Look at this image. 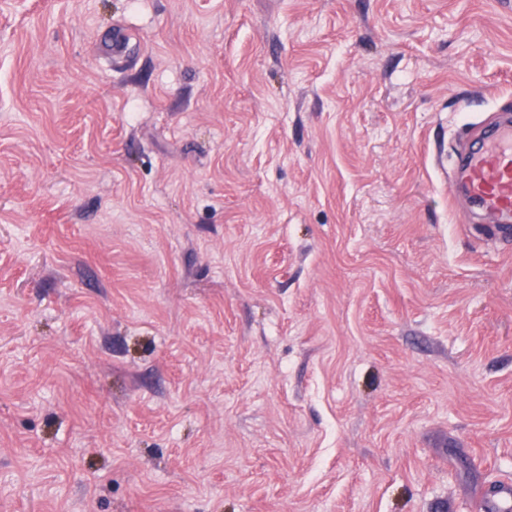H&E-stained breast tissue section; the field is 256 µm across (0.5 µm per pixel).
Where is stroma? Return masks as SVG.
<instances>
[{
    "label": "stroma",
    "instance_id": "stroma-1",
    "mask_svg": "<svg viewBox=\"0 0 512 512\" xmlns=\"http://www.w3.org/2000/svg\"><path fill=\"white\" fill-rule=\"evenodd\" d=\"M505 109L512 0H0V512H480ZM480 137L462 161V187L486 213L512 222V120L479 128Z\"/></svg>",
    "mask_w": 512,
    "mask_h": 512
}]
</instances>
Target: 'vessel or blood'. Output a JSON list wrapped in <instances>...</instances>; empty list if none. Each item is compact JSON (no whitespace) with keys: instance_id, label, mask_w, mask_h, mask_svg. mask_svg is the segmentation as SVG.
<instances>
[{"instance_id":"b4317fda","label":"vessel or blood","mask_w":512,"mask_h":512,"mask_svg":"<svg viewBox=\"0 0 512 512\" xmlns=\"http://www.w3.org/2000/svg\"><path fill=\"white\" fill-rule=\"evenodd\" d=\"M478 135L462 161V187L483 211L503 220V232L512 235V120L481 126ZM484 509L512 512V484L495 487Z\"/></svg>"}]
</instances>
